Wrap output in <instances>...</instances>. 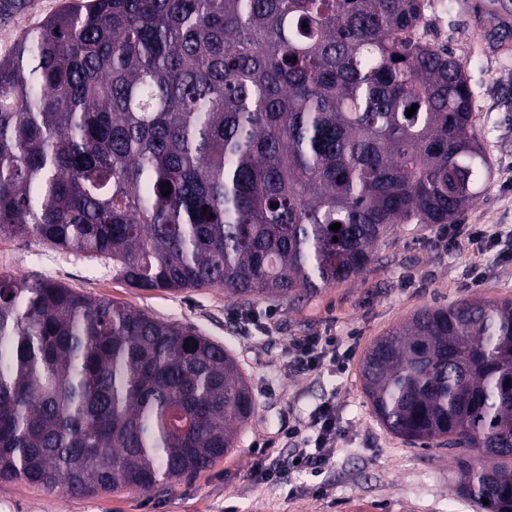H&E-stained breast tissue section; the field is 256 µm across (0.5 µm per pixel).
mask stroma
<instances>
[{
  "instance_id": "1",
  "label": "stroma",
  "mask_w": 512,
  "mask_h": 512,
  "mask_svg": "<svg viewBox=\"0 0 512 512\" xmlns=\"http://www.w3.org/2000/svg\"><path fill=\"white\" fill-rule=\"evenodd\" d=\"M81 2L36 0L29 14L0 16V57L27 30ZM497 17L512 33V0H452L430 34L463 68L491 165L483 196L460 218L495 233L483 252L449 250L447 225L402 224L360 276L308 296L242 304L226 300L219 287L132 288L114 279L104 261L35 238L0 236V271L195 327L237 358L258 401L233 453L190 479L151 492L81 497L24 481L0 483V512H474L456 491L454 451L389 433L366 399L359 364L374 338L422 307L512 298V45L489 35ZM299 336L340 337L346 370L296 369L288 342ZM325 402L335 407L342 435L320 475L293 472L281 484L265 482L255 469L257 445L270 442L275 454H289V427Z\"/></svg>"
}]
</instances>
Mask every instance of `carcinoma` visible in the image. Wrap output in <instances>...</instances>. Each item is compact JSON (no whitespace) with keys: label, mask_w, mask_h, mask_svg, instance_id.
Segmentation results:
<instances>
[{"label":"carcinoma","mask_w":512,"mask_h":512,"mask_svg":"<svg viewBox=\"0 0 512 512\" xmlns=\"http://www.w3.org/2000/svg\"><path fill=\"white\" fill-rule=\"evenodd\" d=\"M419 2L88 0L49 17L0 58V235L110 259L133 288L248 303L361 275L400 224L456 223L488 160L458 59L400 37ZM360 374L388 432L464 450L457 493L512 512V298L426 306ZM256 408L193 328L0 272L1 483L151 491L231 453Z\"/></svg>","instance_id":"cac0c4a2"}]
</instances>
